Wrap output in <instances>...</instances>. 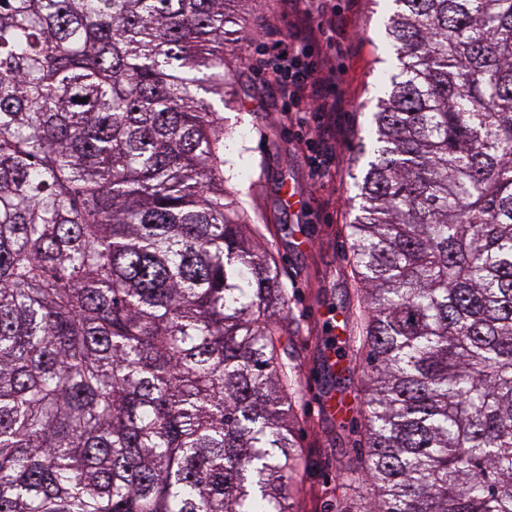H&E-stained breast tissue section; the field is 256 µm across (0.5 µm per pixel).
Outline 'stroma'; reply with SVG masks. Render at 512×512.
<instances>
[{"label": "stroma", "instance_id": "35a3bbf8", "mask_svg": "<svg viewBox=\"0 0 512 512\" xmlns=\"http://www.w3.org/2000/svg\"><path fill=\"white\" fill-rule=\"evenodd\" d=\"M330 6L354 49L335 56L336 65L344 69L338 92L347 110L336 118L327 176L312 174L307 161L312 134L287 119L282 98L258 66L273 55V42L265 38L264 28L273 26L283 36L296 22L294 15L280 12L279 0H254L248 59L234 75L233 93L224 99V125L229 130L224 153L237 161L227 185L237 191L241 207L259 225L261 246L282 262L292 314L302 333L293 345L304 388L296 426L301 492L293 502L294 512H333L340 497L336 474L357 463L361 369L352 358L332 366V331L327 323L358 307L357 284L344 246L347 226L356 215L349 202L356 193L353 176L362 168L354 152L358 139L369 134L381 79L395 61L384 28L387 0H331ZM289 187L304 197L305 208L288 207ZM338 393L350 402L352 413L344 418L322 414L317 399Z\"/></svg>", "mask_w": 512, "mask_h": 512}]
</instances>
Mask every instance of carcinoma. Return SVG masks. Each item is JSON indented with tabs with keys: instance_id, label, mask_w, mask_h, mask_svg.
Segmentation results:
<instances>
[{
	"instance_id": "cac0c4a2",
	"label": "carcinoma",
	"mask_w": 512,
	"mask_h": 512,
	"mask_svg": "<svg viewBox=\"0 0 512 512\" xmlns=\"http://www.w3.org/2000/svg\"><path fill=\"white\" fill-rule=\"evenodd\" d=\"M240 2L0 0V512L299 493L298 324L224 188ZM390 2L336 512H512V0Z\"/></svg>"
}]
</instances>
